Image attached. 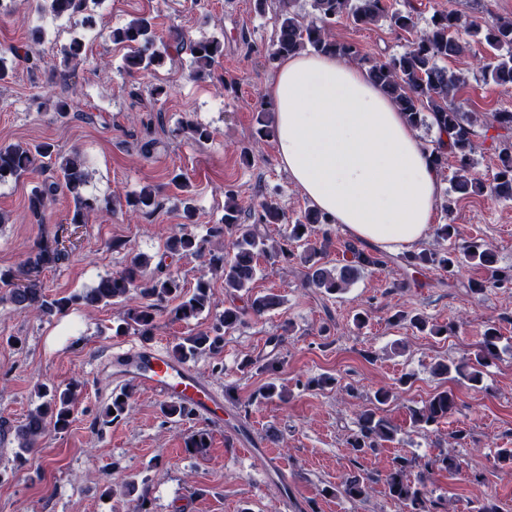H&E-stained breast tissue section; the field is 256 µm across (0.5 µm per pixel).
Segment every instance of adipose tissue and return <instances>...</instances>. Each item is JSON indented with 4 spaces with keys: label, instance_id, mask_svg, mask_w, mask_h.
Returning <instances> with one entry per match:
<instances>
[{
    "label": "adipose tissue",
    "instance_id": "obj_1",
    "mask_svg": "<svg viewBox=\"0 0 512 512\" xmlns=\"http://www.w3.org/2000/svg\"><path fill=\"white\" fill-rule=\"evenodd\" d=\"M292 183L334 227L386 250L427 238L440 189L425 141L366 72L324 54L281 59L262 90Z\"/></svg>",
    "mask_w": 512,
    "mask_h": 512
}]
</instances>
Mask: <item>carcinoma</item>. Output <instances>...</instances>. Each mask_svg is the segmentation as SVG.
Returning <instances> with one entry per match:
<instances>
[{"instance_id": "cac0c4a2", "label": "carcinoma", "mask_w": 512, "mask_h": 512, "mask_svg": "<svg viewBox=\"0 0 512 512\" xmlns=\"http://www.w3.org/2000/svg\"><path fill=\"white\" fill-rule=\"evenodd\" d=\"M35 13L43 17L49 15L55 19L65 18L74 21V25L86 26L90 17L86 12L90 5L99 0H32ZM282 8L278 14L276 40L269 59L280 58L301 51H313L335 55L352 62H364L366 56L360 48L351 42L338 39L334 33L336 24L346 19L358 26L375 25L380 21L388 23L396 32L415 31L410 45L402 52L378 60L368 69L369 78L380 85L398 104L410 124L417 128L426 125L439 133L448 134V142L442 139L432 141L431 152L436 168L443 172L448 169V157L456 159L457 168L450 179L444 209L452 212L454 203L472 195L485 192L502 201H512V144L503 143L499 151V165L492 179L485 183L474 179L470 174L475 144V122L470 113L464 110L458 100L459 90L467 84L468 77L448 71L442 62L458 57L467 51L458 36L462 17L453 12H436L426 27L416 29L414 7L410 0H402L394 6L388 0H310L312 17L308 18L295 10L298 0H281ZM472 28L476 42L493 61L475 58L476 67L473 76L481 77L487 84H493L506 91L512 90V18L497 17L490 23H467ZM108 39L114 44L129 48L123 58V69L131 73H152L163 67L169 59V45L157 38L150 20L141 17L133 19L120 27H114L108 33ZM178 47H186L190 52V71L195 78L211 73L218 59L223 56V42L212 37L198 41L186 40L181 36L174 38ZM84 43L80 37L73 38L63 48L64 61H82ZM23 62L37 66L34 53L20 47L0 50V81L7 79L13 66L8 61ZM79 95L75 85L68 87L67 95L55 100V110L61 115L71 111L73 98ZM257 133L261 138L275 134V126L267 114V109L259 107L256 117ZM485 125L512 134V111L497 110L485 116ZM55 158L54 166L60 177L48 176L34 187L29 198V211L35 224L52 223L50 205L60 190L71 196L73 207L68 214V223L86 224L89 217L104 207L111 206V200L100 199L86 192L89 173L83 154L77 148L62 157L53 156V145L42 143L34 148L21 145L0 147V180L6 176H21L41 168L42 159ZM125 209L130 215L148 213L159 206L157 191L145 186L140 191L126 195ZM285 213L277 201L269 196L263 198L258 209L242 216V211L232 192L225 194L224 219L222 223L209 228L208 236L224 239L223 247L208 249L204 241L190 233L170 237L166 243V252L171 255H198L204 258L212 274L224 279V288L233 296L248 290L253 281L260 259L273 264L286 266L298 261L307 268L305 286L315 288L321 293L333 296L342 293L358 278L360 272L369 267L386 264L384 256L375 251L359 248L349 242L344 246L343 259L338 266H327L323 262V253L331 242L328 233H323V245L316 248L311 245L317 226L330 223L323 213L308 209L294 223L288 225V233L279 240H271L263 235L260 224H281ZM438 247L432 250L409 252L397 257V261L415 272L437 268L448 279L455 278L463 264L482 268L491 273L496 282H511L512 273H503L497 267L496 255L481 245L456 246L459 230L452 223L440 224L435 230ZM303 243L302 252L295 251V245ZM69 258V253L47 243L38 245L31 251L23 263L20 274L25 283H13L15 275L0 273V283L8 286L0 294V300L9 303L20 313H35L51 316L62 313L75 305L93 307L107 305L114 300L126 304L122 332L134 330L142 338L149 340L157 326L163 310L171 301L178 304L170 309L177 321L186 324L198 319L204 312L210 311V282L200 280L192 292L185 291L179 276L164 273L165 261L157 263L156 273L144 275L145 262L140 255L130 258L119 272L103 277L98 286L89 292H76L64 296H48L37 274L43 269ZM281 304L280 296L274 293L252 295L247 309L231 304L224 308L216 322L206 330L192 333L176 343L171 354L182 361L193 359L201 354L218 353L223 348L224 332L239 325L246 312L260 316ZM417 329L429 330L433 336H446L456 329V324L428 325L420 316L412 318ZM502 334L496 322L485 324L482 340L474 357L464 362L439 363L435 371L439 375L451 373L477 387L483 381V368L498 358ZM73 388L59 385H40V393L45 401L31 412L17 427L19 447L24 452H32L39 441L50 430L62 431L69 427L73 415ZM278 398L285 402L288 395L285 389L273 381L265 383L255 394L257 400ZM132 391L124 389L112 395V404L106 410V417L117 421L128 416L132 409ZM394 399L391 391L379 389L369 405L359 412L358 430L349 441V445L358 454H364L377 448L382 441H390L397 428L383 416L377 414L379 406ZM456 409V395L450 389L435 392L421 407L408 408L409 419L413 427L425 429L448 419ZM161 414L172 421H189L195 416L194 410L181 402H167L160 408ZM438 466L450 473L460 469L458 459L453 455L439 456L424 464L429 469ZM415 461L407 456H397L384 475V484L389 495L399 505L400 512H446L441 499L433 496L428 489V475H412ZM372 490L370 479L353 475L341 484L339 492L351 500H364Z\"/></svg>"}]
</instances>
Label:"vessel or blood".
I'll list each match as a JSON object with an SVG mask.
<instances>
[{"label": "vessel or blood", "instance_id": "1", "mask_svg": "<svg viewBox=\"0 0 512 512\" xmlns=\"http://www.w3.org/2000/svg\"><path fill=\"white\" fill-rule=\"evenodd\" d=\"M112 377L140 384L156 396L191 405L197 414L215 425L224 423L223 393L186 364L167 356L162 348L137 345L113 353ZM243 445L277 481L286 482L287 477L273 453L252 437L244 440Z\"/></svg>", "mask_w": 512, "mask_h": 512}]
</instances>
